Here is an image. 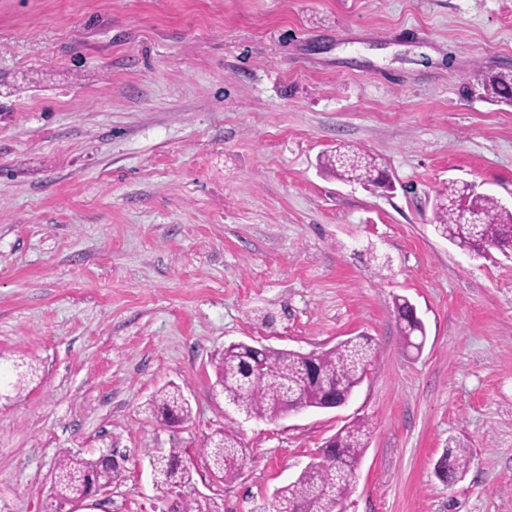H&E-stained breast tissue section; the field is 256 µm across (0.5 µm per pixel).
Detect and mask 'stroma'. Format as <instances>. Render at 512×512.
<instances>
[{"mask_svg": "<svg viewBox=\"0 0 512 512\" xmlns=\"http://www.w3.org/2000/svg\"><path fill=\"white\" fill-rule=\"evenodd\" d=\"M501 72L512 0H0V364L26 385L0 391V512H44L62 452L115 442L125 481L76 512H167L152 461L174 443L223 512H272L357 419L342 512H512V257L458 249L431 206L455 179L512 209V106L482 88ZM340 143L391 188L323 168ZM359 335L375 357L341 407L248 418L215 383L229 344ZM171 384L176 430L151 408ZM222 427L247 450L223 483ZM395 306L401 333L406 338L407 347L414 350L417 354L421 353L426 337L423 321L416 320L412 317L411 302L406 297L396 298ZM412 337H414L415 340H412ZM154 413L164 424L172 422H187L191 418L192 409L178 386H172L161 391L153 402ZM204 449L209 469L219 481H232L240 475L246 448L237 432L226 428L216 430ZM471 456L468 449L456 447L448 449L436 463L435 473L442 481L448 478L458 481L468 470Z\"/></svg>", "mask_w": 512, "mask_h": 512, "instance_id": "35a3bbf8", "label": "stroma"}]
</instances>
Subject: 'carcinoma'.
I'll list each match as a JSON object with an SVG mask.
<instances>
[{
    "label": "carcinoma",
    "instance_id": "cac0c4a2",
    "mask_svg": "<svg viewBox=\"0 0 512 512\" xmlns=\"http://www.w3.org/2000/svg\"><path fill=\"white\" fill-rule=\"evenodd\" d=\"M483 89L498 102L512 104V78L490 75ZM336 178L366 183L383 172L378 158L358 148L339 145L326 158ZM432 208L435 231L463 251L481 248L512 252V211L498 201L475 191L465 181H450L435 191ZM400 329L407 347L421 353L425 344L424 323L412 317L409 299L395 300ZM373 358L371 345L349 338L321 352L304 354L292 350L264 348L252 352L244 344L224 347L215 362L216 384L225 398L250 418L276 419L290 401L306 400L312 408H323L326 398L347 401L364 377ZM154 413L164 424L185 423L192 409L178 386L161 391L153 402ZM324 454L332 460L316 470H303L297 479L275 490L273 512H336L354 478L356 466L368 448V424L356 420L327 440ZM184 449L174 444L162 449L155 461L159 486L173 496L169 512H220L217 502L196 496L191 468L179 463ZM211 473L220 481L236 479L243 466L246 448L237 432L221 428L206 444ZM468 449H448L436 463L435 473L446 481L461 479L468 470ZM51 499L61 506L85 494L91 484L107 490L121 484L125 469L103 457H84L67 452L56 462Z\"/></svg>",
    "mask_w": 512,
    "mask_h": 512
}]
</instances>
